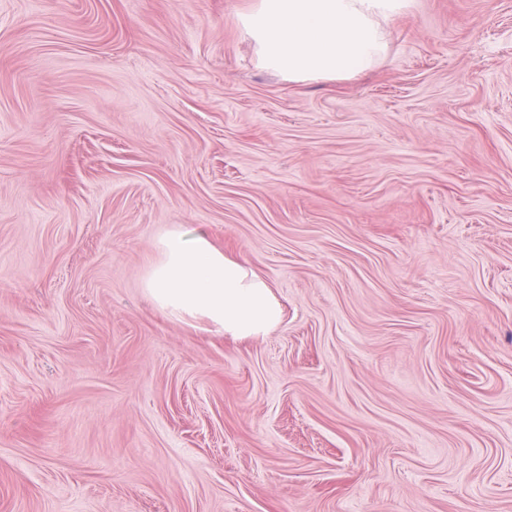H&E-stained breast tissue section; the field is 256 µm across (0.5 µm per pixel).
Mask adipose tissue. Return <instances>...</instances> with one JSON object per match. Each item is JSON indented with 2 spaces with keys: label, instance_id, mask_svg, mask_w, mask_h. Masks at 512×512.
I'll use <instances>...</instances> for the list:
<instances>
[{
  "label": "adipose tissue",
  "instance_id": "obj_1",
  "mask_svg": "<svg viewBox=\"0 0 512 512\" xmlns=\"http://www.w3.org/2000/svg\"><path fill=\"white\" fill-rule=\"evenodd\" d=\"M156 248L160 258L143 289L171 317L206 319L234 340L269 335L281 324L283 309L267 281L206 235L173 230L157 240Z\"/></svg>",
  "mask_w": 512,
  "mask_h": 512
}]
</instances>
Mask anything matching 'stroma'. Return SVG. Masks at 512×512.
I'll return each mask as SVG.
<instances>
[{
  "label": "stroma",
  "mask_w": 512,
  "mask_h": 512,
  "mask_svg": "<svg viewBox=\"0 0 512 512\" xmlns=\"http://www.w3.org/2000/svg\"><path fill=\"white\" fill-rule=\"evenodd\" d=\"M258 0H0V512H512V0L291 82ZM270 335L157 310L171 229Z\"/></svg>",
  "instance_id": "35a3bbf8"
}]
</instances>
